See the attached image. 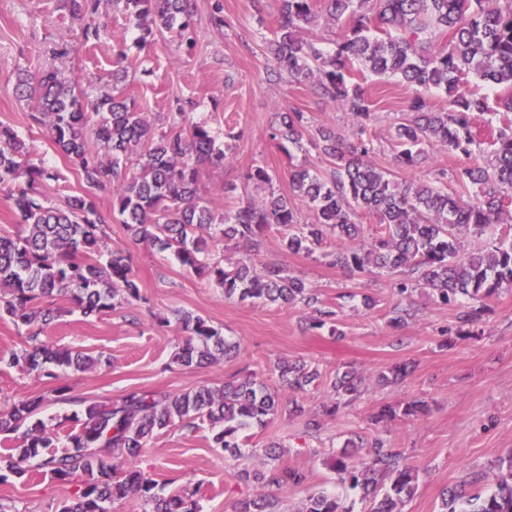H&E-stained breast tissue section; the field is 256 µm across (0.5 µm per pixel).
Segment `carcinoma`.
Masks as SVG:
<instances>
[{
    "label": "carcinoma",
    "mask_w": 512,
    "mask_h": 512,
    "mask_svg": "<svg viewBox=\"0 0 512 512\" xmlns=\"http://www.w3.org/2000/svg\"><path fill=\"white\" fill-rule=\"evenodd\" d=\"M279 2L268 42L278 74L299 84L317 82L330 103L359 123L370 120L371 112L354 81V67L401 78L413 87L407 116L394 129L396 161L406 167L427 162L425 144L430 141L457 156H470L476 144L473 115H497L502 125L491 129V164L462 169L458 192L428 183L402 185L369 161L370 147L363 139L349 140L322 127L313 146L330 163L326 174L297 168L291 175L292 197L272 191L260 202L248 198L233 211L218 212L203 195V177L223 169L227 154L213 129L193 119L196 102L176 99V111L166 114L159 130L119 87L125 78L121 54L112 70V90L93 97L53 68L36 74L18 70L14 91L31 105L30 120L45 128L55 150L75 163L84 184L65 208L52 206L44 187L57 179L56 171L33 158L17 131L0 125V188L10 189L22 225L13 234L0 232V318L28 333L10 362L42 372L57 382L53 392L59 400L81 406L66 445L59 448L57 437L42 422L32 421L43 397L22 395L1 405L0 433L16 446L0 456V482L34 470L64 483L82 478L58 512H114V504L131 494L148 506L146 512H199L198 490L191 483L166 494L131 460L177 422L190 431L208 423L215 447L240 456L243 431L266 426L283 410L302 415L298 395L320 378L318 370L294 362L279 367L278 391L250 375L183 393L132 389L109 402L69 395L56 369L85 370L99 360L39 340L59 316L58 301L90 317L143 300L131 255L112 249L106 232L111 218L123 224L132 240L173 253L189 273L221 288L224 298L302 303L315 308L312 327L327 326L333 335L338 333V310L319 305L301 278L278 264L258 271L249 258L228 269L213 257L210 245L249 243L274 224L288 228L283 245L295 255L314 254L328 238L350 240L356 247L337 253V264L353 273L401 275L393 283L398 302L392 325L411 316L412 292L428 288L444 305L461 304L460 338L475 335L487 300L503 285L512 286V224L503 219L512 189V0H322L333 23H346L330 52L302 36L317 21V0ZM65 7L77 18L120 12L139 32L138 48L146 53L164 29L178 31L186 52L197 46L196 0H66ZM436 34L447 36L448 50L431 45ZM470 75L496 90L495 105L468 89ZM433 90L448 97V108L431 105L427 94ZM307 126L305 112L293 108L282 113L270 139L301 149ZM90 134L98 147L89 146ZM106 191L113 196L110 217L97 203ZM301 204L313 213L308 224L300 222ZM363 213L376 220L369 235L359 222ZM464 233L487 240V246L466 248ZM176 321L188 336L174 355L179 365H201L234 352L235 345L205 318L179 311ZM409 374L403 363L378 379L398 382ZM360 383L352 371L336 373L330 383L335 398L324 413L336 412ZM282 390L288 398H282ZM424 412V402L412 400L384 405L372 420L412 419ZM251 453L268 463L263 470L242 472L247 481L279 488L307 480L306 473L280 461L269 448ZM364 456L362 466L355 467L343 452L329 467L350 489L363 492L367 512H400L398 505L415 489V468L378 438L364 448ZM479 483L477 475L445 490L440 512H512V460L496 490L484 491ZM238 512H276V503L248 500ZM305 512H353V505L332 494H314Z\"/></svg>",
    "instance_id": "carcinoma-1"
}]
</instances>
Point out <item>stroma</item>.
<instances>
[{
  "label": "stroma",
  "instance_id": "stroma-1",
  "mask_svg": "<svg viewBox=\"0 0 512 512\" xmlns=\"http://www.w3.org/2000/svg\"><path fill=\"white\" fill-rule=\"evenodd\" d=\"M278 10L279 0H197L198 42L193 52L179 46L176 33L166 32L143 53L122 14L102 17L105 36L87 46L82 42L84 20L71 17L61 0H0V124L13 127L30 143L35 157L55 168L59 178L46 186L45 193L55 206H65L70 196L82 191L77 171L56 153L45 130L30 127L29 108L13 92L15 74L54 66L96 93L107 89L114 55L121 49L128 71L123 92L156 126L164 125L174 97L184 96L197 101L195 118L208 121L217 132L234 134L223 170L204 179L207 197L219 210L238 206V195H225L223 188L244 184L253 166H265L274 176L271 187L247 186L256 200L271 190L289 193L290 175L297 166L325 171L326 161L312 146L289 153L270 141L279 113L291 107L306 112L310 128L325 126L348 138L371 140V162L393 171L401 182L434 184L444 173L454 191V175L461 168L489 165L488 115L475 120L480 146L470 158L434 144L428 148L427 163L401 168L394 161L393 131L412 88L392 76L360 73L357 80L372 109L370 121L362 126L328 102L317 85L272 75L268 41ZM217 14L224 18L223 27L212 23ZM63 47L69 56L57 57ZM284 233V228L275 227L252 245L226 242L219 245L218 255L228 266L249 258L258 266L274 262L286 267L323 303L338 307L342 338L307 330L310 311L304 305L226 299L220 288L189 274L173 254L134 243L122 224L114 223L109 229L112 246L132 254L143 299L98 318L64 313L46 329V343L102 359L86 371L64 372L72 396L107 401L131 389L180 393L251 372L273 387L280 364L300 361L320 374L317 385L302 396L306 410L317 412L330 397L329 383L337 369L349 367L364 380L361 392L336 415L324 417L319 437L306 435L303 419L280 415L265 427L247 431L248 452L233 459L214 447L208 425L189 432L176 424L150 442L137 465L170 491L188 481L195 483L201 512H236L241 502L264 495L279 500L281 512H301L314 492H342L328 462L344 443L359 435L376 436L403 451L418 472L417 489L402 512H439L443 489L473 473L482 474L483 488L495 489V462L512 454V287L491 300V311L476 337L450 336L458 305L437 303L425 289L413 293L412 315L396 329L390 324L397 302L391 278L353 273L334 264V253L350 249V242L326 241L306 257L285 251ZM368 297L373 307H365ZM179 310L202 316L221 329L237 346L233 357L193 368L174 363L183 342L172 324ZM24 334L11 320L0 319V402L50 393L46 379L8 362L11 352L22 348ZM399 362L412 364L413 373L399 384L379 383V372ZM410 400L428 402V413L416 420L371 424V416L383 405ZM274 443L281 461L306 472V483L276 489L241 479V470L262 468L264 459L257 456V449ZM75 490V483L40 473L0 483V502L13 512H56Z\"/></svg>",
  "mask_w": 512,
  "mask_h": 512
}]
</instances>
